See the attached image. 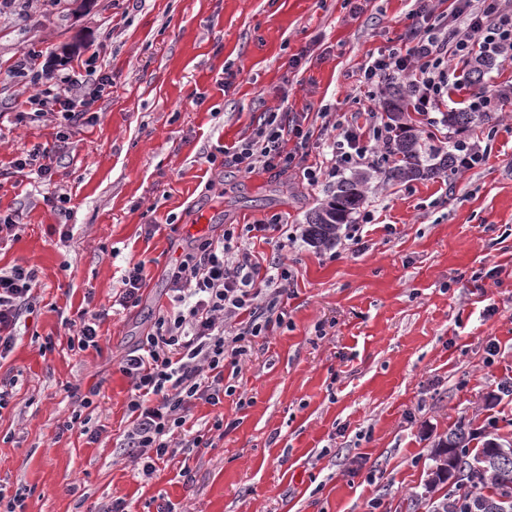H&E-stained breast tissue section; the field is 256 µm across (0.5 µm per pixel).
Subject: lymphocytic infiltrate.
<instances>
[{"label":"lymphocytic infiltrate","instance_id":"obj_1","mask_svg":"<svg viewBox=\"0 0 512 512\" xmlns=\"http://www.w3.org/2000/svg\"><path fill=\"white\" fill-rule=\"evenodd\" d=\"M413 24L400 46L367 57L358 73V90L376 97L384 85L405 79L404 91L415 112L441 111L462 80L453 59L501 57L512 60V10L503 0H452L438 11L434 0H413ZM112 86L110 75L88 81L81 69L61 73L53 86L36 89L24 100L27 119L58 116L62 131L93 120L95 104ZM307 113H264L251 136L217 147L208 163L242 174L274 176L298 172L313 188L347 172L390 162L396 141L381 111L352 113L337 134L314 141ZM279 218L255 224H228L216 238H204L177 260L168 273L169 304L159 311L150 332L122 361L133 379L128 409L133 417L126 435L130 449L148 448L153 460L142 466L151 477L157 461L176 454L192 456L211 447L208 432L193 429L190 412L200 402L218 404L233 395L224 383L226 366L237 365L253 338L287 324L283 307L292 272L282 253L288 246ZM275 233L277 254L269 265L255 261L247 246L253 233ZM35 267L0 269V358L17 341V326L38 304Z\"/></svg>","mask_w":512,"mask_h":512}]
</instances>
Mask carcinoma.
Segmentation results:
<instances>
[{
    "instance_id": "cac0c4a2",
    "label": "carcinoma",
    "mask_w": 512,
    "mask_h": 512,
    "mask_svg": "<svg viewBox=\"0 0 512 512\" xmlns=\"http://www.w3.org/2000/svg\"><path fill=\"white\" fill-rule=\"evenodd\" d=\"M404 98L405 95L395 93L385 102L387 113L394 122L404 115ZM486 118V112L450 110L442 113L443 124L456 132L481 124ZM393 152L395 161L386 175L394 181L430 179L454 167L451 151L442 154L436 150L434 156L439 162L424 163L418 136L409 127L403 128ZM365 183L366 177L361 174L343 180L331 199L310 214L306 235L312 243L324 245L336 239L340 226L347 223L349 216L363 203ZM469 442V427L464 423L437 442L432 452L434 465L426 486L430 512H512V442L489 439L474 452L470 450ZM451 477L462 492L432 498L437 487L450 482Z\"/></svg>"
}]
</instances>
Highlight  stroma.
<instances>
[{"instance_id":"1","label":"stroma","mask_w":512,"mask_h":512,"mask_svg":"<svg viewBox=\"0 0 512 512\" xmlns=\"http://www.w3.org/2000/svg\"><path fill=\"white\" fill-rule=\"evenodd\" d=\"M27 0L0 9V269L39 271V304L0 360V493L24 512H428L431 452L459 422L512 442V63L495 61L452 108L489 101L470 128L488 156L470 170L398 183L374 170L363 247L316 246L307 218L333 193L299 176L243 175L208 152L251 135L266 112L361 111L358 69L398 45L412 0ZM42 51L36 83L9 77ZM92 62L112 76L72 135L50 184L12 162L56 146L54 116L19 121L34 84ZM64 202L50 201L51 192ZM279 215L295 236L287 327L256 338L192 424L224 434L144 478L124 454L131 381L121 359L168 303L167 274L197 240ZM207 223H200V216ZM150 279L138 306L112 310L128 264ZM108 309L98 348H71L83 309ZM495 355H488V341ZM93 404L79 409L80 398ZM89 433L65 430L73 410Z\"/></svg>"}]
</instances>
